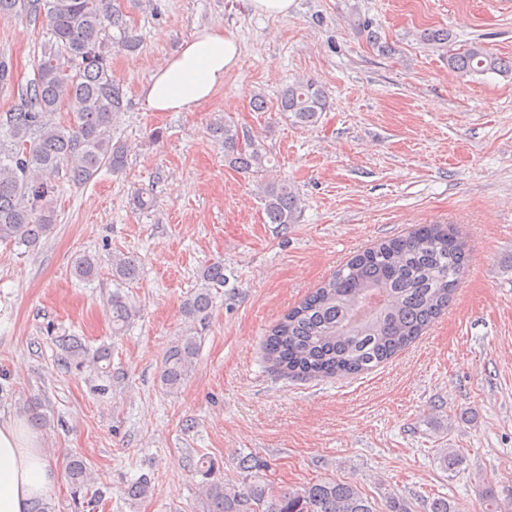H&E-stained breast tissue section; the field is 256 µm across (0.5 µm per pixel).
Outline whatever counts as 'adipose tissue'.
Instances as JSON below:
<instances>
[{"instance_id":"1","label":"adipose tissue","mask_w":512,"mask_h":512,"mask_svg":"<svg viewBox=\"0 0 512 512\" xmlns=\"http://www.w3.org/2000/svg\"><path fill=\"white\" fill-rule=\"evenodd\" d=\"M232 32L198 30L166 62L155 67L142 90L151 112H191L208 103L240 59ZM60 480L36 435L17 417L0 416V512H31Z\"/></svg>"}]
</instances>
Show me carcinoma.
Returning a JSON list of instances; mask_svg holds the SVG:
<instances>
[{
	"instance_id": "obj_1",
	"label": "carcinoma",
	"mask_w": 512,
	"mask_h": 512,
	"mask_svg": "<svg viewBox=\"0 0 512 512\" xmlns=\"http://www.w3.org/2000/svg\"><path fill=\"white\" fill-rule=\"evenodd\" d=\"M25 16L47 19L51 38L43 45L34 76L17 86L19 103L0 113V241L36 248L53 229L51 206L55 178L65 172L74 185L90 182L107 166L122 170L125 146L112 138L113 122L123 108L122 87L112 79L107 50L110 31L121 46L134 45L126 15L114 0H0V20ZM456 75L512 73V60L472 41L448 54ZM328 107L324 89L312 79H296L279 95L278 111L294 123L315 124ZM66 110L68 121L52 116ZM211 135L224 145V161L259 178V198L270 224H293L300 205L286 180L267 179L261 145L242 136L224 116L210 124ZM466 263L456 233L439 224L422 226L405 238H393L352 257L303 302L271 328L263 343L266 362L291 378H333L369 371L405 348L448 307ZM112 276L131 280L138 273L133 257L112 258ZM74 275L90 281L98 259L84 254L73 264ZM204 286L183 304L193 322L212 306L211 289L224 286V266L202 272ZM112 331L121 334L133 316L119 293L108 301ZM56 347L65 365L81 371L107 372L110 348L89 351L82 337L58 336ZM198 338L182 332L165 352L160 382L169 393L182 387L195 365ZM202 477L201 494L207 512H413L397 497L384 510L349 481L318 480L302 488L276 491L263 477V466L252 456L237 461L244 474L239 485L213 479L215 463H193ZM74 507H91L106 492L97 485L87 463L76 457L68 467ZM151 479L142 475L125 489L131 500L148 497Z\"/></svg>"
}]
</instances>
